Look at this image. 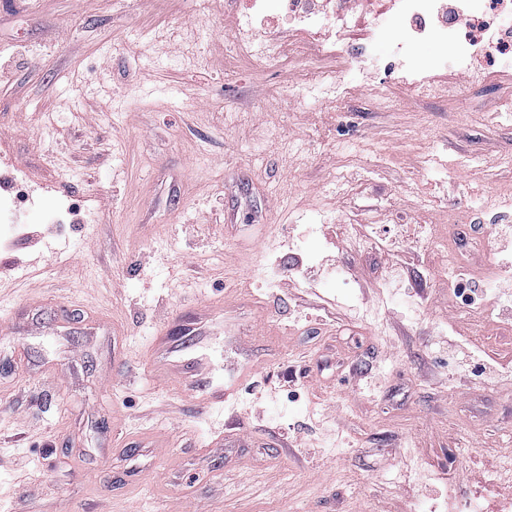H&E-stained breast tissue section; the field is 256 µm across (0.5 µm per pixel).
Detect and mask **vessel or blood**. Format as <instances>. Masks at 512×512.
<instances>
[{"instance_id":"1","label":"vessel or blood","mask_w":512,"mask_h":512,"mask_svg":"<svg viewBox=\"0 0 512 512\" xmlns=\"http://www.w3.org/2000/svg\"><path fill=\"white\" fill-rule=\"evenodd\" d=\"M148 372L165 376L185 400L207 408H220L231 401L240 386L237 379L215 377L209 358L176 352L168 327L159 328L148 356Z\"/></svg>"}]
</instances>
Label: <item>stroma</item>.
Segmentation results:
<instances>
[{"mask_svg":"<svg viewBox=\"0 0 512 512\" xmlns=\"http://www.w3.org/2000/svg\"><path fill=\"white\" fill-rule=\"evenodd\" d=\"M243 7L0 0V512H426L445 449L512 463V307L434 264L462 227L475 294L512 290V60L395 54L407 18L338 0L315 90L305 55L225 69ZM420 72L434 98L403 93ZM217 301L199 348L252 389L206 412L145 368Z\"/></svg>","mask_w":512,"mask_h":512,"instance_id":"stroma-1","label":"stroma"}]
</instances>
